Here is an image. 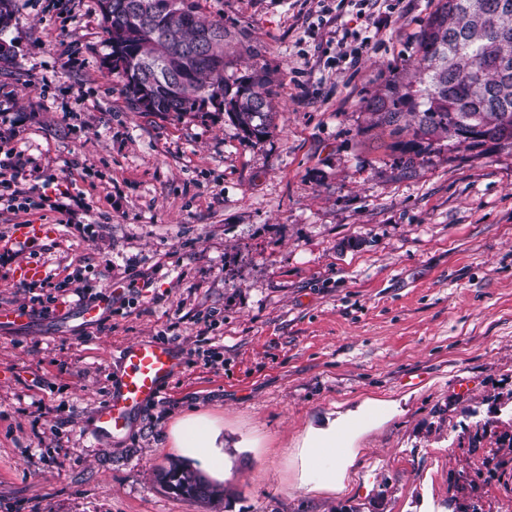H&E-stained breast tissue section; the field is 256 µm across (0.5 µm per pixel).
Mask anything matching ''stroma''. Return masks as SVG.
Masks as SVG:
<instances>
[{"instance_id": "35a3bbf8", "label": "stroma", "mask_w": 512, "mask_h": 512, "mask_svg": "<svg viewBox=\"0 0 512 512\" xmlns=\"http://www.w3.org/2000/svg\"><path fill=\"white\" fill-rule=\"evenodd\" d=\"M436 3L394 0L351 65L317 0H198L225 78L271 80L249 141L218 105L135 111L97 0H12L0 133L73 197L21 258L115 298L0 327V512H512V147L442 138L404 170L363 106ZM161 337L182 373L95 437L120 348ZM190 417L224 439L191 462L210 502L156 480Z\"/></svg>"}]
</instances>
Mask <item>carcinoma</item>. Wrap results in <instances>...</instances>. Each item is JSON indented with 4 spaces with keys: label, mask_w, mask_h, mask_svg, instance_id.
<instances>
[{
    "label": "carcinoma",
    "mask_w": 512,
    "mask_h": 512,
    "mask_svg": "<svg viewBox=\"0 0 512 512\" xmlns=\"http://www.w3.org/2000/svg\"><path fill=\"white\" fill-rule=\"evenodd\" d=\"M140 0H98L111 47L110 72L124 80L134 108L149 95L152 111L181 115L210 104L224 111L244 138L260 141L273 128V96L259 71L224 80L227 32L221 22L199 17L196 0H180L176 12L146 18ZM12 19L11 0H0V61L12 42L2 38ZM417 66L406 79L390 80L367 100L372 127H391L401 142L404 169L441 136L473 150L492 142L512 146V0H437L416 40ZM157 481L195 501L224 495L179 459Z\"/></svg>",
    "instance_id": "1"
}]
</instances>
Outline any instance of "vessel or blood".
I'll list each match as a JSON object with an SVG mask.
<instances>
[{"label":"vessel or blood","mask_w":512,"mask_h":512,"mask_svg":"<svg viewBox=\"0 0 512 512\" xmlns=\"http://www.w3.org/2000/svg\"><path fill=\"white\" fill-rule=\"evenodd\" d=\"M122 371L94 413V430L111 436L124 432L135 415L157 400L182 371L177 347L161 340H135L120 350Z\"/></svg>","instance_id":"vessel-or-blood-1"}]
</instances>
